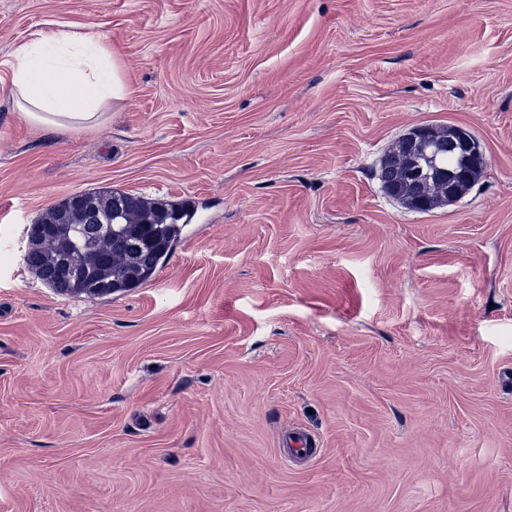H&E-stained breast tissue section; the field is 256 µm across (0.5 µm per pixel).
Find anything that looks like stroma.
Here are the masks:
<instances>
[{
	"label": "stroma",
	"mask_w": 512,
	"mask_h": 512,
	"mask_svg": "<svg viewBox=\"0 0 512 512\" xmlns=\"http://www.w3.org/2000/svg\"><path fill=\"white\" fill-rule=\"evenodd\" d=\"M59 32L129 93L54 134L0 94V512H512V0H0V84ZM419 125L485 160L427 212L378 178ZM104 189L194 216L58 294L27 228Z\"/></svg>",
	"instance_id": "35a3bbf8"
}]
</instances>
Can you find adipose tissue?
Listing matches in <instances>:
<instances>
[{
	"label": "adipose tissue",
	"instance_id": "obj_1",
	"mask_svg": "<svg viewBox=\"0 0 512 512\" xmlns=\"http://www.w3.org/2000/svg\"><path fill=\"white\" fill-rule=\"evenodd\" d=\"M5 65L10 72L7 95L27 122L48 130L102 126L107 105L126 94L118 61L92 35L62 32L20 44Z\"/></svg>",
	"mask_w": 512,
	"mask_h": 512
}]
</instances>
